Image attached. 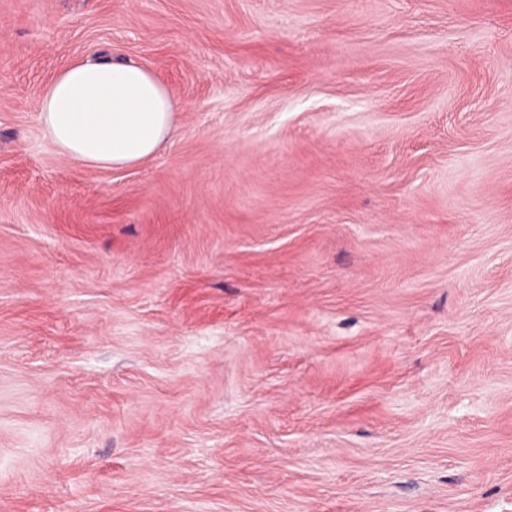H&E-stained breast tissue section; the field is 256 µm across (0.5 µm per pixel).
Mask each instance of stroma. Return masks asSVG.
Wrapping results in <instances>:
<instances>
[{"instance_id": "35a3bbf8", "label": "stroma", "mask_w": 512, "mask_h": 512, "mask_svg": "<svg viewBox=\"0 0 512 512\" xmlns=\"http://www.w3.org/2000/svg\"><path fill=\"white\" fill-rule=\"evenodd\" d=\"M0 512H512V0H0ZM39 112L44 135L61 155L106 170L154 155L179 108L150 69L98 58L60 71L44 88Z\"/></svg>"}]
</instances>
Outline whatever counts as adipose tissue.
I'll return each mask as SVG.
<instances>
[{
    "label": "adipose tissue",
    "mask_w": 512,
    "mask_h": 512,
    "mask_svg": "<svg viewBox=\"0 0 512 512\" xmlns=\"http://www.w3.org/2000/svg\"><path fill=\"white\" fill-rule=\"evenodd\" d=\"M177 103L148 68L106 58L79 59L44 88L45 136L77 166L120 168L154 155L167 141Z\"/></svg>",
    "instance_id": "adipose-tissue-1"
}]
</instances>
